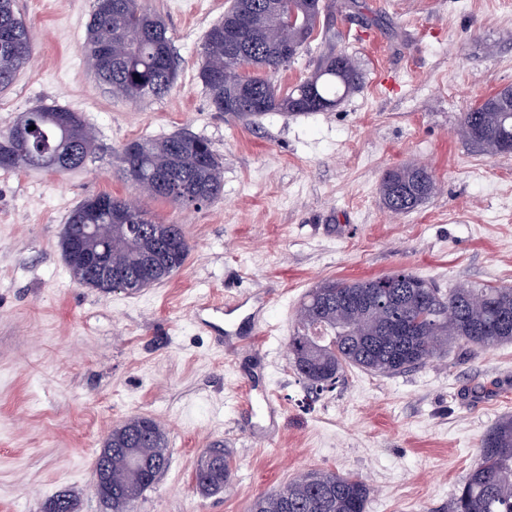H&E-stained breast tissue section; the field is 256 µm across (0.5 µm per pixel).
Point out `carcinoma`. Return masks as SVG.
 <instances>
[{"label":"carcinoma","mask_w":512,"mask_h":512,"mask_svg":"<svg viewBox=\"0 0 512 512\" xmlns=\"http://www.w3.org/2000/svg\"><path fill=\"white\" fill-rule=\"evenodd\" d=\"M282 0H242L255 8L249 46L231 54L225 37L227 16L206 33L203 63L198 72L215 111L238 117L267 112H323L353 92L362 75L354 60L343 52L330 53L307 78L283 92L269 74L288 66L320 26L329 25L335 3L319 0L311 10L306 0H288V10L298 13L296 26L306 38L295 52L284 56L279 46L294 41L293 30H284L279 11L269 5ZM87 64L112 90L129 101L161 97L177 79L172 39L149 0H96L88 25ZM31 35L16 13V0H0V87L9 86L28 63ZM252 72L242 85V72ZM58 108L34 105L22 113L8 133L0 135V169L38 168L42 156L56 152L59 134L48 117ZM66 153V170L80 167L97 149L92 133L80 115ZM36 126L25 140L14 131ZM460 135L485 151L508 153L512 141V97L495 94L462 114ZM135 155L122 148V161L130 180L144 177L164 180L156 197L182 207L211 201L222 188L223 168L211 144L188 133L161 139L129 142ZM436 189L429 170L408 164L387 170L380 195L386 209L399 215L411 212ZM122 199L103 193L81 201L68 215L60 238L61 250L85 223L87 208L99 210L101 224L112 223V208ZM125 222L138 224L142 234L118 231L101 233L112 241L109 263L125 280L139 282L143 257L156 241L149 227L156 221L135 207ZM391 288H367L373 278L324 280L311 288L298 310L289 339L294 371L312 388L332 389L341 373L356 367L380 376H394L448 353V347L494 349L512 342V288L461 286L442 293L427 280L408 271L396 273ZM217 461L201 457L194 472L196 489L204 494L222 490L229 482L231 461L222 448H212ZM169 465L166 433L150 416L136 415L112 428V498H99L110 512H134L143 493L156 483ZM370 487L361 479L328 471L304 473L285 486L258 497L250 512H366ZM44 512H75L68 495L48 500ZM448 512H512V416L500 419L485 435L478 457L455 493Z\"/></svg>","instance_id":"obj_1"}]
</instances>
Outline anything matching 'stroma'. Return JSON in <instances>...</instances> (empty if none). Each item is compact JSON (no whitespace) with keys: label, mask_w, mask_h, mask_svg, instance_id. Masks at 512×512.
<instances>
[{"label":"stroma","mask_w":512,"mask_h":512,"mask_svg":"<svg viewBox=\"0 0 512 512\" xmlns=\"http://www.w3.org/2000/svg\"><path fill=\"white\" fill-rule=\"evenodd\" d=\"M229 5L150 0L178 76L166 95L129 102L87 66L95 0H18L32 57L0 89V134L43 103L79 113L99 150L63 174L0 170V512H43L61 492L77 512H106L94 461L132 415L161 423L170 458L135 512H248L322 470L366 481V512H448L482 438L512 415V343L452 346L392 377L351 367L321 393L288 360L300 304L327 278L407 269L444 292L512 286V155L458 133L463 112L512 86V0H359L333 11L329 32L273 81L295 85L333 49L358 63L359 90L329 111L255 118L214 111L198 78L205 35ZM177 132L208 140L223 162L220 195L194 208L151 197L119 160L130 141ZM408 162L428 165L437 190L393 216L380 180ZM101 193L181 225L185 265L134 294L79 284L60 236L70 211ZM243 294L248 316L225 315V300ZM246 397L278 409L262 433ZM216 444L230 453L231 483L203 495L195 466Z\"/></svg>","instance_id":"35a3bbf8"}]
</instances>
